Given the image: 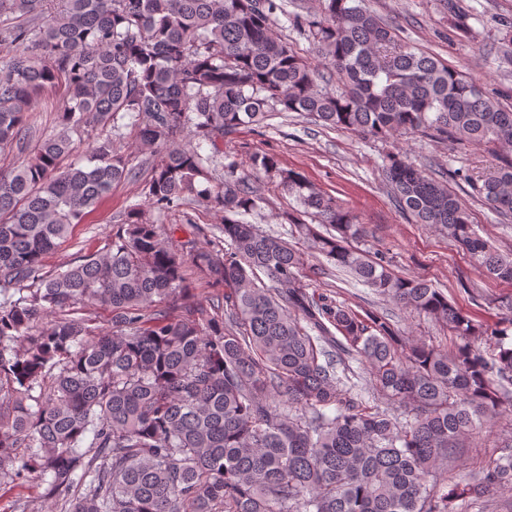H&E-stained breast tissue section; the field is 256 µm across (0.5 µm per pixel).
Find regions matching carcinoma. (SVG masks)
I'll use <instances>...</instances> for the list:
<instances>
[{
    "label": "carcinoma",
    "mask_w": 512,
    "mask_h": 512,
    "mask_svg": "<svg viewBox=\"0 0 512 512\" xmlns=\"http://www.w3.org/2000/svg\"><path fill=\"white\" fill-rule=\"evenodd\" d=\"M44 3L0 0V50L29 47L0 67V151L28 139L45 87L66 90L58 129L0 178V485L32 479L59 512H470L512 493V443L476 475L447 477L461 437L512 407L507 331L490 332L489 355L469 343L448 354L403 339L387 313L315 297L305 253L246 219L264 176L325 228L286 217L315 252L451 334H476L440 289L352 247L364 225L274 156L253 155L247 172L217 161L224 139L275 112L492 152L512 146V109L401 43L363 0L294 16L320 69L274 34L282 0ZM123 127L153 152L147 208L130 207L102 250L44 271L88 211L137 178L112 148ZM93 128L98 145L62 166ZM383 176L416 223L512 284V252L477 234L447 182L398 152ZM463 180L512 216V158ZM191 201L222 214L227 249L162 238L149 212ZM188 264L217 289L205 304ZM88 305L112 311V330L69 317Z\"/></svg>",
    "instance_id": "cac0c4a2"
}]
</instances>
